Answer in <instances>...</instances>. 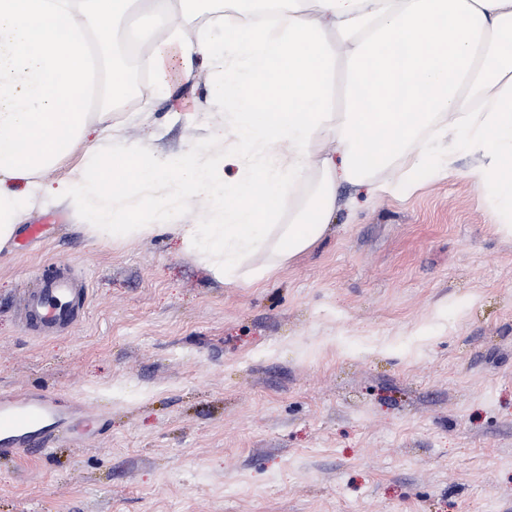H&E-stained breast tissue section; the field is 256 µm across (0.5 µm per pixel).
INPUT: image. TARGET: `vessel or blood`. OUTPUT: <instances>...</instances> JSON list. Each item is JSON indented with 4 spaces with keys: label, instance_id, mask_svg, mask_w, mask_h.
<instances>
[{
    "label": "vessel or blood",
    "instance_id": "b4317fda",
    "mask_svg": "<svg viewBox=\"0 0 512 512\" xmlns=\"http://www.w3.org/2000/svg\"><path fill=\"white\" fill-rule=\"evenodd\" d=\"M88 288L70 266L51 274L21 291L20 307L27 329L48 337L74 327L83 318ZM90 409L50 395L0 393V458L12 459L34 450L41 442L76 421L91 420Z\"/></svg>",
    "mask_w": 512,
    "mask_h": 512
}]
</instances>
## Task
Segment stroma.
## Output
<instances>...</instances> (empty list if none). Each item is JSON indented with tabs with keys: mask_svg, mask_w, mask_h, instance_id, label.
<instances>
[{
	"mask_svg": "<svg viewBox=\"0 0 512 512\" xmlns=\"http://www.w3.org/2000/svg\"><path fill=\"white\" fill-rule=\"evenodd\" d=\"M196 60L114 109L151 154L232 144ZM428 170L343 184L325 236L226 284L176 232L99 242L68 204L0 252V391L93 404V429L0 462V512H512V239L490 189ZM75 264L89 301L42 338L18 290Z\"/></svg>",
	"mask_w": 512,
	"mask_h": 512,
	"instance_id": "stroma-1",
	"label": "stroma"
}]
</instances>
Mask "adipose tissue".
Masks as SVG:
<instances>
[{
    "label": "adipose tissue",
    "instance_id": "adipose-tissue-1",
    "mask_svg": "<svg viewBox=\"0 0 512 512\" xmlns=\"http://www.w3.org/2000/svg\"><path fill=\"white\" fill-rule=\"evenodd\" d=\"M209 0H0V250L45 199L74 204L99 241L164 231L166 188L209 200L200 224H180L183 248L213 275H270L327 232L341 184L370 192L414 190L432 166L448 170L465 146L463 175L491 188L498 233L512 237V0H237L245 21L195 40L172 24ZM153 36L140 52L143 32ZM139 51L157 91L171 60L211 68L208 95L225 109L230 151L188 149L176 160L123 138L111 105L122 100L123 58ZM348 63L343 109L331 110L338 59ZM110 151L91 146L67 180L41 173L85 138L90 124ZM244 170L225 185V164ZM397 168L394 183L378 181ZM23 189H14L15 181ZM312 190L277 217L302 184Z\"/></svg>",
    "mask_w": 512,
    "mask_h": 512
}]
</instances>
